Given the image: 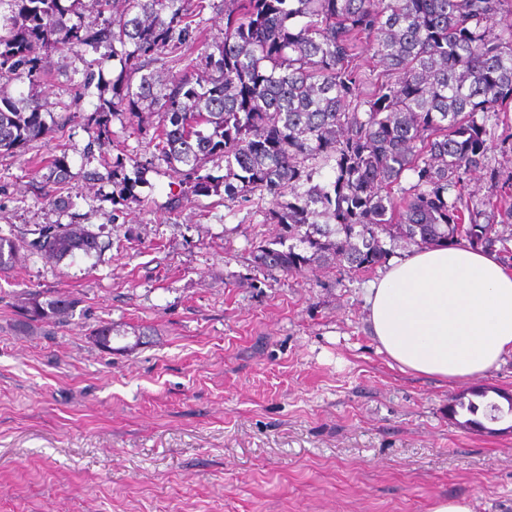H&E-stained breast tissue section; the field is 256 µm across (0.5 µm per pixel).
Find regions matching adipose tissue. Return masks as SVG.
<instances>
[{
  "instance_id": "obj_1",
  "label": "adipose tissue",
  "mask_w": 512,
  "mask_h": 512,
  "mask_svg": "<svg viewBox=\"0 0 512 512\" xmlns=\"http://www.w3.org/2000/svg\"><path fill=\"white\" fill-rule=\"evenodd\" d=\"M371 334L401 372L468 381L512 356V268L460 242L390 263L366 290Z\"/></svg>"
}]
</instances>
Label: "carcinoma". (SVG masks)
<instances>
[{
    "label": "carcinoma",
    "mask_w": 512,
    "mask_h": 512,
    "mask_svg": "<svg viewBox=\"0 0 512 512\" xmlns=\"http://www.w3.org/2000/svg\"><path fill=\"white\" fill-rule=\"evenodd\" d=\"M63 2L0 0L10 5V14L0 13V72L40 84L45 72L29 56L34 42L75 52L87 79L119 60L112 98L86 116L95 140L108 139L118 112L162 113L154 149L198 195L217 190L206 166L224 157V195L271 198L268 220L287 233L256 247L260 266L372 270L391 256L387 240L422 248L464 239L509 254L512 234H500L494 220L511 221L512 206L484 215L470 209L463 189L487 168L489 113L512 102V0H224V38L201 66L185 49L206 0H121L120 16L96 30L72 21L79 0ZM363 38L395 76L376 81L366 97L360 86L368 77L353 65ZM164 52L166 71L151 69ZM46 131L36 94L20 104L0 98V154L18 153ZM324 167L334 173L327 182ZM132 168L112 202L131 197L141 173L138 163ZM47 169L44 185L71 182L65 157ZM27 247L61 260L97 242L69 224L50 225ZM17 249L0 236V269L12 266ZM74 305L35 290L26 312L32 322L56 321ZM112 335L125 332L103 323L91 333L105 350ZM491 393L506 399L479 387L452 399L448 419L483 431L511 415L512 401L504 408ZM462 412L469 418L459 420Z\"/></svg>",
    "instance_id": "1"
}]
</instances>
